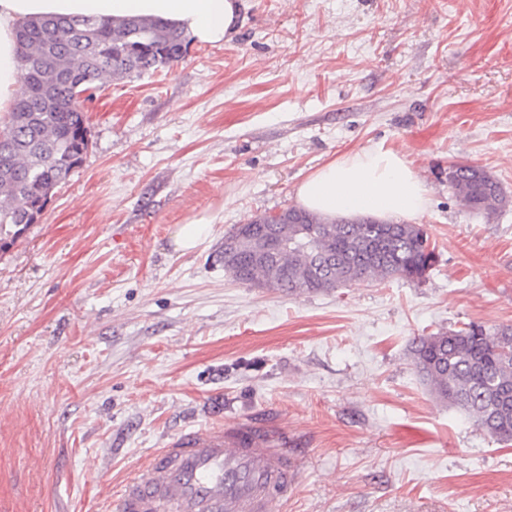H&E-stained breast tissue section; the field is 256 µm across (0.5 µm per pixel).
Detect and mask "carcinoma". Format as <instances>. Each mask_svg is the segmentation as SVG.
Instances as JSON below:
<instances>
[{
  "label": "carcinoma",
  "instance_id": "carcinoma-1",
  "mask_svg": "<svg viewBox=\"0 0 512 512\" xmlns=\"http://www.w3.org/2000/svg\"><path fill=\"white\" fill-rule=\"evenodd\" d=\"M19 90L9 121L0 127V251L37 222L53 190L80 166L91 145L83 95L104 78L155 72L181 60L183 31L151 17L110 25L91 17L44 16L16 32ZM461 205L494 213L507 204L499 183L483 168L457 165L450 186ZM279 237L288 249L266 258L261 242ZM236 262L224 267L235 281L290 294L333 290L385 278L424 281L438 262L419 224L330 222L288 208L238 224L227 235ZM412 363L433 393L474 419L501 442L512 441V326L465 323L417 336Z\"/></svg>",
  "mask_w": 512,
  "mask_h": 512
}]
</instances>
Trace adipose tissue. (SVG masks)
<instances>
[{
  "instance_id": "obj_1",
  "label": "adipose tissue",
  "mask_w": 512,
  "mask_h": 512,
  "mask_svg": "<svg viewBox=\"0 0 512 512\" xmlns=\"http://www.w3.org/2000/svg\"><path fill=\"white\" fill-rule=\"evenodd\" d=\"M238 0H0V125L17 92V26L41 16L93 17L102 23L148 16L182 30L199 43L219 44L231 33ZM305 209L330 219L382 220L420 216L428 191L404 156L364 148L334 158L307 176L296 191Z\"/></svg>"
}]
</instances>
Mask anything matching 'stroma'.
<instances>
[{"instance_id":"stroma-1","label":"stroma","mask_w":512,"mask_h":512,"mask_svg":"<svg viewBox=\"0 0 512 512\" xmlns=\"http://www.w3.org/2000/svg\"><path fill=\"white\" fill-rule=\"evenodd\" d=\"M84 110L81 165L0 253V512H104L166 437L260 414L308 450L284 512H512V442L409 354L512 325V0H241L229 40L104 79ZM366 147L429 190L425 281L294 296L225 273L235 225ZM461 163L507 207L464 209ZM205 220L194 221L191 224H185L175 238L176 249L186 252L195 247L199 237L204 231Z\"/></svg>"}]
</instances>
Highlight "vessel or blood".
<instances>
[{
	"mask_svg": "<svg viewBox=\"0 0 512 512\" xmlns=\"http://www.w3.org/2000/svg\"><path fill=\"white\" fill-rule=\"evenodd\" d=\"M307 453L288 427L242 418L183 431L153 451L110 500V512H278Z\"/></svg>",
	"mask_w": 512,
	"mask_h": 512,
	"instance_id": "obj_1",
	"label": "vessel or blood"
}]
</instances>
